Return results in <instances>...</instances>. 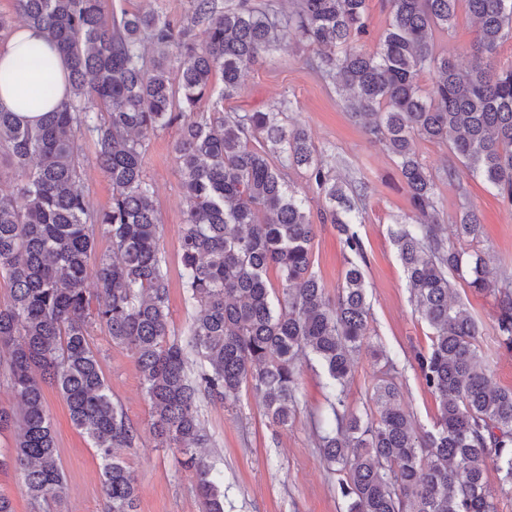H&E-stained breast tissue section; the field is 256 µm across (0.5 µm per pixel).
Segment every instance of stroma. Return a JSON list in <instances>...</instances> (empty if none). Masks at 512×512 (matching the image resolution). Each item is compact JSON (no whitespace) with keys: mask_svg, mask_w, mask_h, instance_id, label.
<instances>
[{"mask_svg":"<svg viewBox=\"0 0 512 512\" xmlns=\"http://www.w3.org/2000/svg\"><path fill=\"white\" fill-rule=\"evenodd\" d=\"M475 21L466 5H459L449 31L434 36L436 50L469 65L475 39ZM315 47L291 42L266 55L246 70L236 95L222 103L224 111H269L281 101L291 103L290 122L303 126L326 170L352 187H364L365 198L354 229L361 238L363 266L372 338L381 355L361 350L345 387L346 402L358 411L376 412L374 385L390 378L402 391L401 404L417 427L432 428L438 402L427 389L414 359L431 345L432 330L414 310L407 277L391 239L398 220L413 221L409 194L396 158L372 140L364 123L352 118L335 84L306 65ZM180 124L155 133L148 141L144 172L154 191L161 216L160 251L169 276L170 329L186 336L195 307L180 277V226L184 194L174 145ZM414 151L436 183L441 236L447 244L484 255L494 279L512 280V205L483 178L469 174L460 159L442 143L415 139ZM82 186L92 209L102 211L112 202V185L100 172L93 144L85 146ZM321 204H313L317 226L311 244L313 270L328 296L343 283L351 253L334 224L322 219ZM468 210L481 219L474 239L457 238L454 226ZM457 298L478 322V345L493 383L512 388V352L500 348L493 331L498 299L465 283L455 285ZM92 342L111 389L113 403L138 427H146L150 406L133 359L114 347L106 329L91 327ZM326 373L316 361L303 363L292 424L270 426L259 395L243 383L236 404L202 400L201 418L211 437L206 450L224 482L225 512H346L337 491V474L318 448L315 420L326 409ZM67 494L50 512H101L102 462L87 437L71 422L66 404L56 390L46 392ZM138 485L136 512H202L195 473L181 455L157 447L144 434L138 447L122 449Z\"/></svg>","mask_w":512,"mask_h":512,"instance_id":"35a3bbf8","label":"stroma"}]
</instances>
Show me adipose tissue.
I'll use <instances>...</instances> for the list:
<instances>
[{
	"label": "adipose tissue",
	"instance_id": "obj_1",
	"mask_svg": "<svg viewBox=\"0 0 512 512\" xmlns=\"http://www.w3.org/2000/svg\"><path fill=\"white\" fill-rule=\"evenodd\" d=\"M65 64L55 47L40 30L18 26L0 43V109L17 113L33 122L66 95ZM53 85L52 96L37 95L33 78Z\"/></svg>",
	"mask_w": 512,
	"mask_h": 512
}]
</instances>
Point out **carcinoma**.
Here are the masks:
<instances>
[{
	"label": "carcinoma",
	"instance_id": "carcinoma-1",
	"mask_svg": "<svg viewBox=\"0 0 512 512\" xmlns=\"http://www.w3.org/2000/svg\"><path fill=\"white\" fill-rule=\"evenodd\" d=\"M460 1L478 25L466 68L432 41L434 31L452 27ZM106 2L14 0L20 19L55 42L68 87L61 107L34 125L0 109V167L19 177L12 193L0 195V278L11 290L0 306V365L17 400L12 412L0 408V429L18 427L0 470L23 473L31 512H47L66 495L47 387L61 393L103 462L105 512H136L138 487L117 449L137 447L141 432L112 402L91 341L95 322L133 358L152 407L148 433L187 457L204 512H224V490L201 452L209 437L199 395L230 407L250 380L270 423L285 427L306 354L329 379L319 448L341 475L347 512H498V497L512 496V389L492 384L478 355L479 326L451 298L458 280L498 296L493 329L511 351L512 281L489 279L481 255L445 245L434 181L413 144L450 145L470 173L512 203V65L495 64L500 45L512 40V0H388L391 20L373 54L358 49L366 0H296L286 19L251 0H193L183 26L152 8L116 17ZM297 40L322 48L306 65L346 92L347 109L368 119L367 134L396 157L417 216L398 225L393 242L415 310L433 329L430 348L415 356L439 405L433 428L422 433L391 380L373 389L379 415L347 405L354 356L369 344L364 273L350 261L336 299L326 295L312 270L311 200L282 169L307 170L325 218L362 260V240L351 229L358 206L346 184L325 170L306 130L282 119L287 102L275 112L198 111L215 73L224 82L221 103L246 69ZM426 69L435 78L425 93L419 76ZM176 121L183 124L175 144L185 199L182 279L197 307L186 341L170 330L162 224L144 175L147 142ZM87 140L112 183L103 211L90 208L81 187ZM479 228L468 211L456 233L473 239ZM99 235L112 253L95 255ZM92 260L90 293L84 281ZM272 268L282 286L277 301L267 285Z\"/></svg>",
	"mask_w": 512,
	"mask_h": 512
}]
</instances>
